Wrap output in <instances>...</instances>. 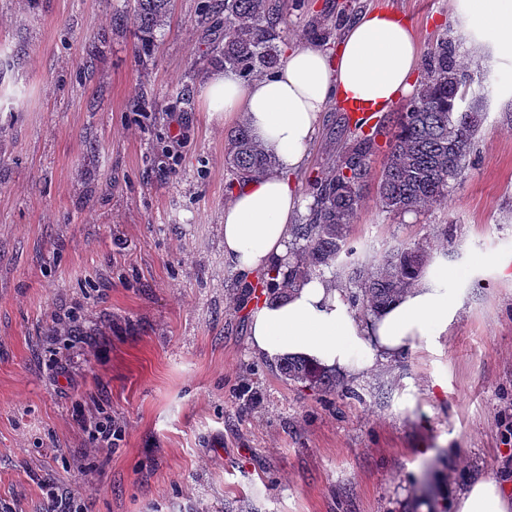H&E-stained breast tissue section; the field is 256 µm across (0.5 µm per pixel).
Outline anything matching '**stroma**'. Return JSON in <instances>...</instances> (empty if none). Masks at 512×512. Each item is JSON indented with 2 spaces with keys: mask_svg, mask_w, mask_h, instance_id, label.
Returning a JSON list of instances; mask_svg holds the SVG:
<instances>
[{
  "mask_svg": "<svg viewBox=\"0 0 512 512\" xmlns=\"http://www.w3.org/2000/svg\"><path fill=\"white\" fill-rule=\"evenodd\" d=\"M281 50L315 22L334 49L381 7L421 52L448 0H278ZM173 0L150 55L134 0H0V505L45 512H452L479 481L512 491V61L455 49L485 120L444 204L383 212L371 162L350 240L376 264L404 240L468 271L445 336L325 393L250 346L254 293L224 262L232 122L202 89L224 21ZM354 120L329 104L306 163L331 165ZM452 228L444 237V228ZM111 420V444L89 435Z\"/></svg>",
  "mask_w": 512,
  "mask_h": 512,
  "instance_id": "35a3bbf8",
  "label": "stroma"
}]
</instances>
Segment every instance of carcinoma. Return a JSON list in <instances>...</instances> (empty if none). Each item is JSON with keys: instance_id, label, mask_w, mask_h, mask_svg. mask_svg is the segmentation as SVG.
Instances as JSON below:
<instances>
[{"instance_id": "1", "label": "carcinoma", "mask_w": 512, "mask_h": 512, "mask_svg": "<svg viewBox=\"0 0 512 512\" xmlns=\"http://www.w3.org/2000/svg\"><path fill=\"white\" fill-rule=\"evenodd\" d=\"M171 0H136L134 12L139 52L147 55L155 33L166 25ZM201 21L224 15V46L219 68L249 81L274 73L280 65L283 31L274 0H201ZM426 75L404 111L392 120L389 156L377 184L379 207L394 215L420 213L446 201L449 188L460 181L473 163L483 115L478 105L460 109L468 88L443 38L426 56ZM360 130L343 145L328 171L308 179L313 203L302 222L294 225L288 255V280L321 275L339 266L348 271L357 291L353 308L372 316L410 287L425 265L428 246L402 242L375 267L352 260L349 228L355 223L370 177L371 159L378 150L374 130ZM224 166L229 172L225 192L236 183L276 168V158L244 124L227 136ZM280 374L320 391L344 389L336 376L300 359L286 358Z\"/></svg>"}]
</instances>
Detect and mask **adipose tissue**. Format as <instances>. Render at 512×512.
Wrapping results in <instances>:
<instances>
[{"label": "adipose tissue", "instance_id": "1", "mask_svg": "<svg viewBox=\"0 0 512 512\" xmlns=\"http://www.w3.org/2000/svg\"><path fill=\"white\" fill-rule=\"evenodd\" d=\"M453 36L466 50L512 59V0H450ZM420 50L407 19L366 10L348 24L335 54L312 45L288 50L273 74L244 81L217 73L202 93L211 115L245 120L277 159L268 175L241 183L224 206V261L245 280L280 265L288 255L305 201L291 180L333 100L387 111L417 85ZM459 273L442 257L416 284L367 320L355 317L348 296L329 277L297 282L282 296L255 304L252 348L269 360L300 357L327 370L356 375L432 344L447 333L463 304L450 291ZM456 512H512V501L493 481H481L455 504Z\"/></svg>", "mask_w": 512, "mask_h": 512}]
</instances>
